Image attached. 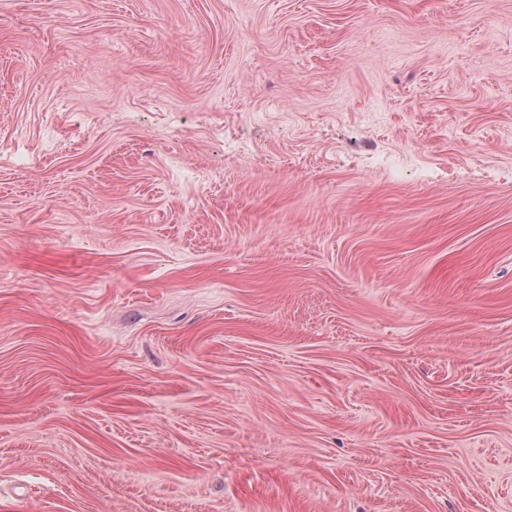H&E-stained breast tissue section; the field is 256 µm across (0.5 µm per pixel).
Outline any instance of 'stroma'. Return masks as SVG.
Wrapping results in <instances>:
<instances>
[{
	"label": "stroma",
	"instance_id": "obj_1",
	"mask_svg": "<svg viewBox=\"0 0 512 512\" xmlns=\"http://www.w3.org/2000/svg\"><path fill=\"white\" fill-rule=\"evenodd\" d=\"M0 512H512V0H0Z\"/></svg>",
	"mask_w": 512,
	"mask_h": 512
}]
</instances>
